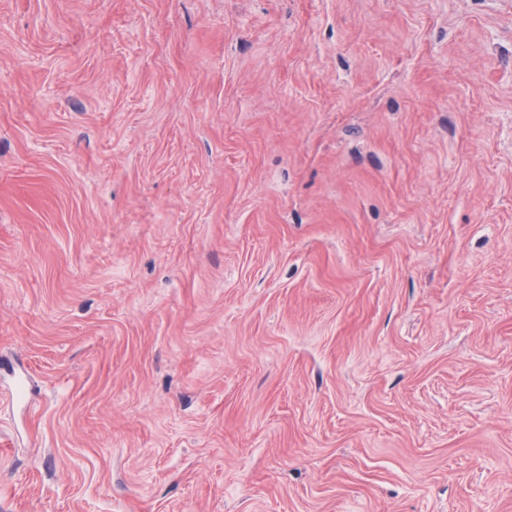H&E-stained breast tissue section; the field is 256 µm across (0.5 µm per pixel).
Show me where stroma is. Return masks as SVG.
<instances>
[{
  "label": "stroma",
  "instance_id": "1",
  "mask_svg": "<svg viewBox=\"0 0 512 512\" xmlns=\"http://www.w3.org/2000/svg\"><path fill=\"white\" fill-rule=\"evenodd\" d=\"M0 512H512V0H0Z\"/></svg>",
  "mask_w": 512,
  "mask_h": 512
}]
</instances>
